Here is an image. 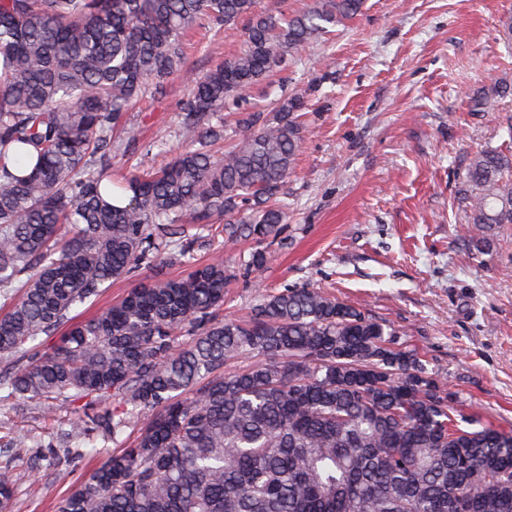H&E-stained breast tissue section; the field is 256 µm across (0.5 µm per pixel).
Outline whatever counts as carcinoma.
<instances>
[{"mask_svg":"<svg viewBox=\"0 0 512 512\" xmlns=\"http://www.w3.org/2000/svg\"><path fill=\"white\" fill-rule=\"evenodd\" d=\"M363 2L288 16L258 0H0V361L13 362L0 403L112 401L77 407L35 442L67 466L81 458L72 444L103 443L104 462L56 512H450L453 494L464 512H512V431L465 415L403 333L317 288L265 291L246 318L224 319L233 274L217 254L70 317L112 281L187 257L204 231L226 248L252 242L238 266L263 273L288 221L280 195L308 101L244 108L241 93ZM242 18L243 49L179 102L181 148L114 183L115 157L166 152L122 119L186 70L185 32ZM509 94L492 78L475 106ZM232 107L241 140L219 154ZM114 186L132 192L127 204L109 201ZM458 202L462 238L489 250L512 224V150L473 153ZM241 358L251 363L237 370ZM14 484L0 466V512Z\"/></svg>","mask_w":512,"mask_h":512,"instance_id":"1","label":"carcinoma"}]
</instances>
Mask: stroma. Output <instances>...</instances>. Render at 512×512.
I'll list each match as a JSON object with an SVG mask.
<instances>
[{
    "label": "stroma",
    "instance_id": "35a3bbf8",
    "mask_svg": "<svg viewBox=\"0 0 512 512\" xmlns=\"http://www.w3.org/2000/svg\"><path fill=\"white\" fill-rule=\"evenodd\" d=\"M510 19L512 0H365L346 26L245 93L249 103L299 92L312 111L283 188L281 240L261 280L232 283L224 316H247L267 289H323L403 332L430 374L460 392L464 413L512 430V228L489 253L456 235L469 157L512 145L504 122L512 96L492 112L471 106L489 78L512 81V43L502 35ZM245 31L242 22L220 32L201 22L189 35V71L175 74L163 97L137 104L127 124L178 150L176 107L190 80L214 66L209 41L221 35L233 55ZM71 410L34 400L0 410V426L26 442ZM33 456L25 445L8 458L12 512H54L101 462L44 459L35 469Z\"/></svg>",
    "mask_w": 512,
    "mask_h": 512
}]
</instances>
